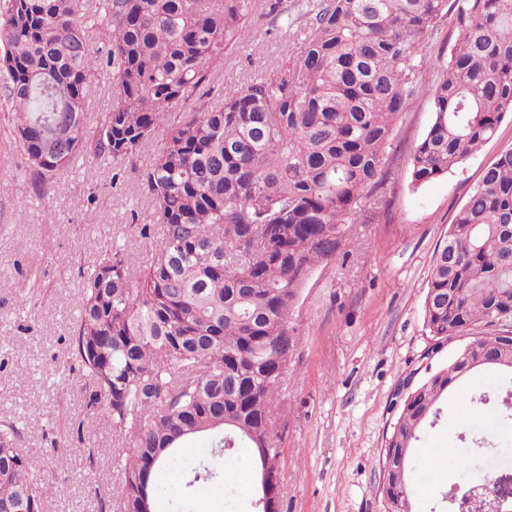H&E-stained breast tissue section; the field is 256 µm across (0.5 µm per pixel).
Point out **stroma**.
I'll return each instance as SVG.
<instances>
[{
	"mask_svg": "<svg viewBox=\"0 0 512 512\" xmlns=\"http://www.w3.org/2000/svg\"><path fill=\"white\" fill-rule=\"evenodd\" d=\"M256 16L246 52L225 56L220 83L246 82L277 63L297 33L274 36ZM0 89V421H16V448L39 456L57 485L45 512H119L118 473L110 460L126 441L89 411V379L69 339L82 301L80 269L113 242L134 261L159 241L135 170L113 178L88 161L68 171L59 192L37 199L17 190L27 163L14 145L12 114ZM428 94L405 112L394 133L405 158L427 132ZM512 149V115L458 169L426 185L392 181L370 224L351 225L356 248L314 270L289 314L294 338L278 422L282 512H385L378 457L399 404L396 394L425 366L429 342L424 300L437 248L485 167ZM150 225L142 236V225ZM53 242L45 250V242ZM500 376L467 377L444 404L441 422L418 446L414 497L419 512H446V495L463 486L454 451L503 411ZM69 457L61 473L56 459ZM250 451L227 458L223 476L186 489L189 503L213 498L219 512H257L250 492Z\"/></svg>",
	"mask_w": 512,
	"mask_h": 512,
	"instance_id": "obj_1",
	"label": "stroma"
}]
</instances>
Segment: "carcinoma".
<instances>
[{"label":"carcinoma","mask_w":512,"mask_h":512,"mask_svg":"<svg viewBox=\"0 0 512 512\" xmlns=\"http://www.w3.org/2000/svg\"><path fill=\"white\" fill-rule=\"evenodd\" d=\"M281 0H0V84L9 92L16 150L28 173L17 188L43 198L76 163L112 165L116 180L158 132L138 171L161 239L137 264L112 245L81 273L84 304L70 348L101 411L130 447L116 458L121 512L160 496L159 467L219 473L218 460L252 449L256 474L280 462L276 421L293 339L288 315L309 275L356 245L400 169L394 130L433 72L431 125L405 158L421 186L460 167L512 112V0H318L304 39L242 86L217 82L224 57L253 38L258 10ZM448 56L428 40L444 20ZM104 46L94 48L98 38ZM111 82L108 111L84 123L87 87ZM512 149L489 164L439 245L424 301L431 349L478 337L466 358L438 365L401 398L380 457L404 455L395 512H412L413 456L456 385L481 369L512 383ZM204 432L217 448L188 467L185 442ZM0 427V512H44L55 486L40 457ZM457 458L485 479L489 435Z\"/></svg>","instance_id":"1"}]
</instances>
